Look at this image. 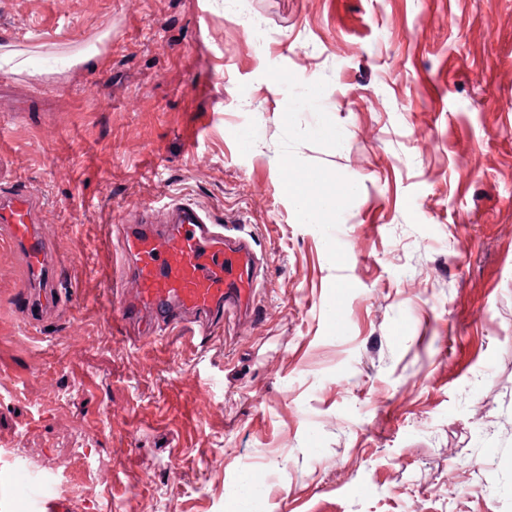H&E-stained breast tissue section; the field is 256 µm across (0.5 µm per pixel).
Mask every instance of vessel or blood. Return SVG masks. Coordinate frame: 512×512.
I'll use <instances>...</instances> for the list:
<instances>
[{"mask_svg":"<svg viewBox=\"0 0 512 512\" xmlns=\"http://www.w3.org/2000/svg\"><path fill=\"white\" fill-rule=\"evenodd\" d=\"M41 200L24 186H0V242L25 258L15 302L29 314L60 305L59 261L37 222ZM114 250L120 273L108 285L122 318L148 319L192 337L242 320L258 292L251 241L187 202L145 204L126 218Z\"/></svg>","mask_w":512,"mask_h":512,"instance_id":"obj_1","label":"vessel or blood"}]
</instances>
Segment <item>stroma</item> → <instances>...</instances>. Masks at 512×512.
<instances>
[{
    "mask_svg": "<svg viewBox=\"0 0 512 512\" xmlns=\"http://www.w3.org/2000/svg\"><path fill=\"white\" fill-rule=\"evenodd\" d=\"M10 51L0 184L67 303L22 315L0 245V512H231L247 474L258 512H512V0H0ZM286 159L352 186L334 223ZM170 200L261 263L192 344L105 299L115 225ZM313 181L304 175L291 172L288 178L290 195L304 215L312 222L327 223L332 219L336 208V197L352 192V186L338 189H316Z\"/></svg>",
    "mask_w": 512,
    "mask_h": 512,
    "instance_id": "35a3bbf8",
    "label": "stroma"
}]
</instances>
